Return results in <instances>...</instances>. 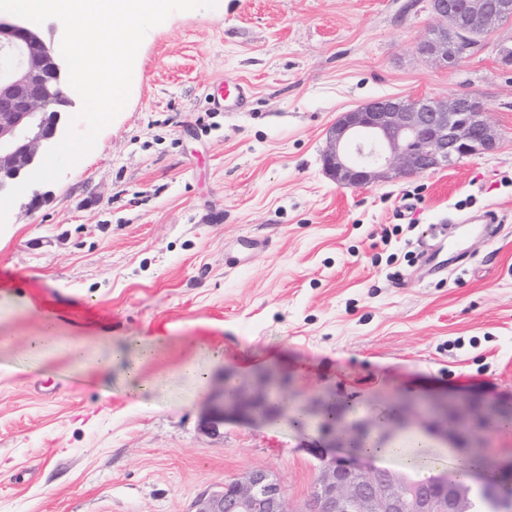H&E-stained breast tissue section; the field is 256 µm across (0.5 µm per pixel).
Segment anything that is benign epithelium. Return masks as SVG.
<instances>
[{"instance_id":"obj_1","label":"benign epithelium","mask_w":512,"mask_h":512,"mask_svg":"<svg viewBox=\"0 0 512 512\" xmlns=\"http://www.w3.org/2000/svg\"><path fill=\"white\" fill-rule=\"evenodd\" d=\"M441 21L421 37L417 50L425 59L454 68L468 50L512 12V0H429ZM61 60L51 44L25 26L0 21V191L20 184L22 173L55 138L58 108L71 105L64 91ZM485 103L473 94L447 98L383 97L343 112L328 129L324 168L336 183L365 187L380 178L421 174L448 167L464 158L496 152L497 134ZM277 381L268 379L261 396L247 386L225 389L209 428L217 430L228 414L265 416L279 405ZM423 407L448 436V417L463 404L425 403ZM501 410L487 405L473 417L474 426L490 428ZM336 439L318 447L320 476L305 506L289 508L283 483L274 472L254 468L203 494L193 512H476L474 498L486 512H512V496L501 482L485 481L478 490L448 476L425 481L377 470L361 456L329 452Z\"/></svg>"}]
</instances>
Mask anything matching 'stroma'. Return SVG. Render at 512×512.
Returning <instances> with one entry per match:
<instances>
[{"mask_svg": "<svg viewBox=\"0 0 512 512\" xmlns=\"http://www.w3.org/2000/svg\"><path fill=\"white\" fill-rule=\"evenodd\" d=\"M435 23L422 0H218L148 31L125 108L0 229V512H191L249 468L274 470L299 512L314 448L354 415L512 403V20L453 69L417 51ZM226 81L248 92L240 111L214 100ZM461 93L486 103L493 154L364 188L326 173L340 113ZM491 207L498 223L464 233ZM50 324L55 344L35 351ZM141 336L158 342L140 376L163 384L136 398ZM265 376L285 382L281 416L204 430L225 386ZM400 439L379 468L452 469L425 418Z\"/></svg>", "mask_w": 512, "mask_h": 512, "instance_id": "1", "label": "stroma"}]
</instances>
